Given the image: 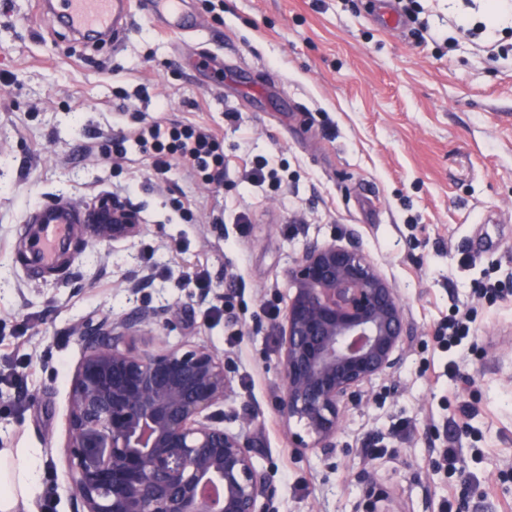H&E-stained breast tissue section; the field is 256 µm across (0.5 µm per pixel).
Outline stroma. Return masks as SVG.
<instances>
[{
	"label": "stroma",
	"instance_id": "stroma-1",
	"mask_svg": "<svg viewBox=\"0 0 512 512\" xmlns=\"http://www.w3.org/2000/svg\"><path fill=\"white\" fill-rule=\"evenodd\" d=\"M415 23L380 27L370 0H186L199 30L174 35L137 13L120 41L75 39L37 0H0V353L25 363L20 412L0 411V448L44 458L51 498L72 512L63 445L79 321L141 307L175 314L137 351L200 344L235 371L224 426L255 415V461L274 512H512V52L493 59L460 33L486 0H419ZM212 129L223 185L158 170L130 140L154 123ZM272 177L246 181L253 167ZM127 198L133 242L81 235L59 274L31 275L19 227L52 197ZM248 223H238L240 214ZM356 243L398 288L412 336L400 365L346 412L337 447L299 449L276 408L285 269L312 241ZM151 287L129 293L132 274ZM229 287L231 311L199 278ZM497 296L482 295L484 283ZM458 355L437 328L454 309ZM457 360L455 378L446 375ZM460 451L462 473L437 466ZM467 322H469L468 314H460V310L458 309L455 314L448 319V322L439 328L437 338L443 349L450 351L452 348L461 344L462 334L469 329Z\"/></svg>",
	"mask_w": 512,
	"mask_h": 512
}]
</instances>
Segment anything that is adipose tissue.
I'll return each mask as SVG.
<instances>
[{"mask_svg": "<svg viewBox=\"0 0 512 512\" xmlns=\"http://www.w3.org/2000/svg\"><path fill=\"white\" fill-rule=\"evenodd\" d=\"M42 464L28 449H0V512L30 506L40 485Z\"/></svg>", "mask_w": 512, "mask_h": 512, "instance_id": "1", "label": "adipose tissue"}]
</instances>
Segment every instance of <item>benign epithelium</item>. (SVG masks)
<instances>
[{
    "label": "benign epithelium",
    "instance_id": "obj_1",
    "mask_svg": "<svg viewBox=\"0 0 512 512\" xmlns=\"http://www.w3.org/2000/svg\"><path fill=\"white\" fill-rule=\"evenodd\" d=\"M90 225L98 243L139 236V212L116 194L55 198L29 223ZM292 294L280 324L278 411L303 425L296 447L336 449L350 403L401 362L406 312L399 292L362 249L313 241L284 271ZM171 309L118 322L78 323L85 353L69 390L67 489L72 512H270L276 489L254 462L253 418L231 431L213 408L235 377L204 345L136 353L132 336Z\"/></svg>",
    "mask_w": 512,
    "mask_h": 512
}]
</instances>
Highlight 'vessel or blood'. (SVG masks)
<instances>
[{
    "label": "vessel or blood",
    "mask_w": 512,
    "mask_h": 512,
    "mask_svg": "<svg viewBox=\"0 0 512 512\" xmlns=\"http://www.w3.org/2000/svg\"><path fill=\"white\" fill-rule=\"evenodd\" d=\"M72 33L96 38L120 36L133 21L132 0H43ZM184 0H152L153 21L172 34L188 31ZM26 257L38 275L56 270L79 229L75 223L24 224Z\"/></svg>",
    "instance_id": "vessel-or-blood-1"
}]
</instances>
